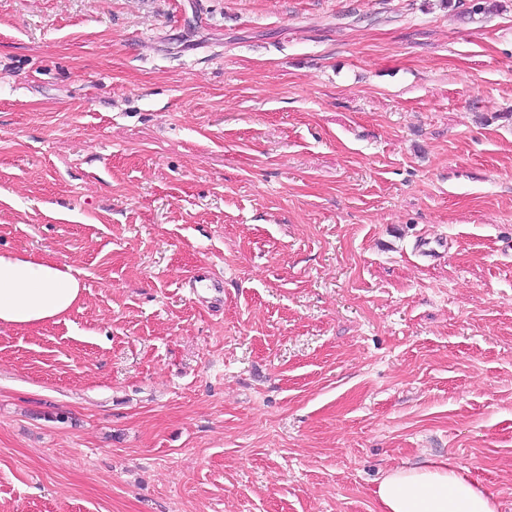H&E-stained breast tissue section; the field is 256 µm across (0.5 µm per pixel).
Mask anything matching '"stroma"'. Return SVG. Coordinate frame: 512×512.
Segmentation results:
<instances>
[{"label":"stroma","instance_id":"35a3bbf8","mask_svg":"<svg viewBox=\"0 0 512 512\" xmlns=\"http://www.w3.org/2000/svg\"><path fill=\"white\" fill-rule=\"evenodd\" d=\"M472 5L0 0V252L84 288L0 326V512H380L441 461L512 512V0Z\"/></svg>","mask_w":512,"mask_h":512}]
</instances>
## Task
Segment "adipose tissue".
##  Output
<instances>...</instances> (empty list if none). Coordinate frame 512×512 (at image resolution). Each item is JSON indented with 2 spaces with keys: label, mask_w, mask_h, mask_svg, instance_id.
<instances>
[{
  "label": "adipose tissue",
  "mask_w": 512,
  "mask_h": 512,
  "mask_svg": "<svg viewBox=\"0 0 512 512\" xmlns=\"http://www.w3.org/2000/svg\"><path fill=\"white\" fill-rule=\"evenodd\" d=\"M79 280L49 258L0 253V324L19 330L64 319L81 297ZM382 512H496L493 496L453 465L403 466L376 489Z\"/></svg>",
  "instance_id": "adipose-tissue-1"
}]
</instances>
